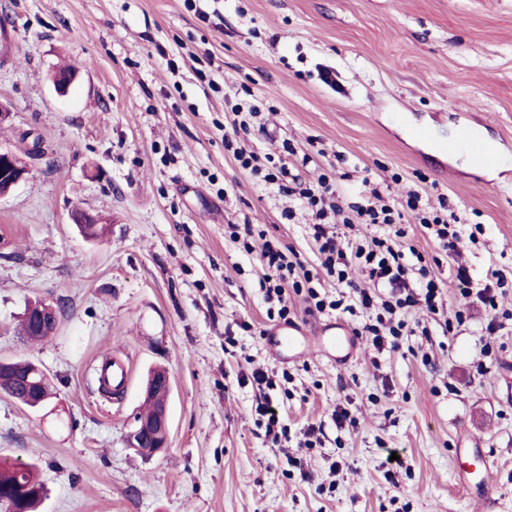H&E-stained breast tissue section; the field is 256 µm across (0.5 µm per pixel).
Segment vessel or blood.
Returning a JSON list of instances; mask_svg holds the SVG:
<instances>
[{"label": "vessel or blood", "mask_w": 512, "mask_h": 512, "mask_svg": "<svg viewBox=\"0 0 512 512\" xmlns=\"http://www.w3.org/2000/svg\"><path fill=\"white\" fill-rule=\"evenodd\" d=\"M265 340L268 354L278 362L311 356L340 364L350 359L356 343L353 332L338 321L326 324L316 339L307 336L302 324L291 321L268 330Z\"/></svg>", "instance_id": "vessel-or-blood-1"}]
</instances>
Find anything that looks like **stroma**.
<instances>
[{"mask_svg":"<svg viewBox=\"0 0 512 512\" xmlns=\"http://www.w3.org/2000/svg\"><path fill=\"white\" fill-rule=\"evenodd\" d=\"M1 14L0 144L29 173L0 199V360L40 366L52 398L36 412L0 392V457L38 466L39 512H512V0H0ZM63 66L76 79L61 94ZM233 117L260 171L225 148ZM469 129L500 146L497 168L438 152ZM272 166L329 176L347 205L378 191L445 280L443 315H410L394 350L358 338L343 364L271 359L257 247L320 270L312 216L264 180ZM413 193L474 239L439 247ZM460 264L477 287L499 270L496 311L461 306ZM36 299L66 302L42 343L16 328ZM112 357L130 370L115 398L97 381ZM159 367L169 445L146 459L125 435ZM256 369L279 376L287 441L255 412ZM311 424L320 444L298 449ZM458 448L488 454L495 507L459 488Z\"/></svg>","mask_w":512,"mask_h":512,"instance_id":"obj_1","label":"stroma"}]
</instances>
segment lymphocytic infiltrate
Returning a JSON list of instances; mask_svg holds the SVG:
<instances>
[{
    "label": "lymphocytic infiltrate",
    "mask_w": 512,
    "mask_h": 512,
    "mask_svg": "<svg viewBox=\"0 0 512 512\" xmlns=\"http://www.w3.org/2000/svg\"><path fill=\"white\" fill-rule=\"evenodd\" d=\"M281 188L283 192L298 196L314 212L316 222L310 227V237L321 256V265L346 291L337 299H329L327 293L315 286L311 271L301 270L295 252L265 243L261 260L269 282L266 297L277 301L280 318H288L290 314L288 295L292 292L305 294L310 306L319 312L330 308L351 313L359 309L370 316L361 327V335L381 351L397 348L399 338L408 331L405 316L412 308L420 307L427 313L438 314L444 282L426 266L417 267L408 261L403 230L396 228L393 235L375 236L368 245L360 244L348 250L342 245L339 226L327 221L328 215L333 213L342 216V224L347 226L395 225L397 213L383 203L378 193H370L363 203L347 212L328 178H321L314 187L294 180L282 183ZM408 207L414 211L425 233L442 249L457 250L462 233L449 224L447 215L437 211L420 212L419 200L415 197L409 198ZM356 269L365 276L367 287L355 285L351 274Z\"/></svg>",
    "instance_id": "obj_1"
}]
</instances>
